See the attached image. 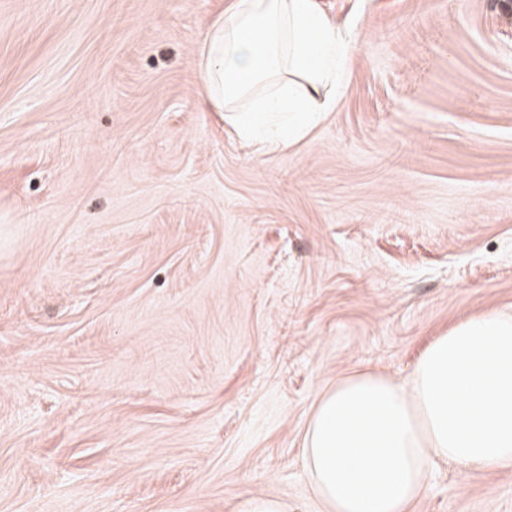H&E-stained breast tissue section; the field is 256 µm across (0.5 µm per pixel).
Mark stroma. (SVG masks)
<instances>
[{
    "mask_svg": "<svg viewBox=\"0 0 512 512\" xmlns=\"http://www.w3.org/2000/svg\"><path fill=\"white\" fill-rule=\"evenodd\" d=\"M227 3L0 0V512H320L317 397L512 313V0H323L349 77L265 153L202 105ZM416 512H512V465ZM237 512H288V508L274 498L249 497L239 503Z\"/></svg>",
    "mask_w": 512,
    "mask_h": 512,
    "instance_id": "1",
    "label": "stroma"
}]
</instances>
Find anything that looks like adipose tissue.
Returning <instances> with one entry per match:
<instances>
[{"mask_svg": "<svg viewBox=\"0 0 512 512\" xmlns=\"http://www.w3.org/2000/svg\"><path fill=\"white\" fill-rule=\"evenodd\" d=\"M355 43L318 0H231L202 44V103L241 141L296 145L335 109ZM300 454L324 512H414L437 462L512 465V313L458 321L404 380L337 378L311 407Z\"/></svg>", "mask_w": 512, "mask_h": 512, "instance_id": "ef3b65f1", "label": "adipose tissue"}]
</instances>
